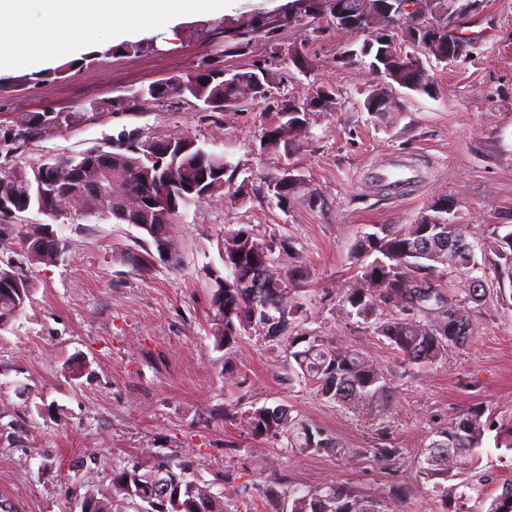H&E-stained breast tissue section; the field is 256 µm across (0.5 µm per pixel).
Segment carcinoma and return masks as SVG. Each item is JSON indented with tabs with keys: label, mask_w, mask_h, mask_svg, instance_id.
I'll use <instances>...</instances> for the list:
<instances>
[{
	"label": "carcinoma",
	"mask_w": 512,
	"mask_h": 512,
	"mask_svg": "<svg viewBox=\"0 0 512 512\" xmlns=\"http://www.w3.org/2000/svg\"><path fill=\"white\" fill-rule=\"evenodd\" d=\"M478 0H293L285 17L291 23L303 16L328 14L332 24H340L345 13L355 21V28L366 30L368 14L386 10L385 18L402 27L415 23L431 26L448 37V29L461 14L473 9ZM278 26L257 23L237 33L231 46L240 50L250 41V34H270ZM385 36L376 41L365 40L359 50L369 66L384 74L387 82L367 91L364 107L368 112L386 109L380 95L395 99L398 86L419 94L432 95L434 86L424 75L426 67L413 53L401 56L385 49ZM282 82L279 74L263 67L241 69L225 74L223 69H206L178 78L174 86L152 85L140 96L162 101L170 96L192 98L203 112H224L265 99ZM305 106L294 99L286 101L276 113V121L265 128L261 142L267 149L286 150L297 140L294 127L304 122ZM70 114L32 112L16 121V128L0 135V150L9 156L22 148L33 135L50 126L68 122ZM153 143L129 144L112 157L106 179L112 187V203L128 196L151 199L164 188L169 178L180 187L158 235L154 224L142 225V238L137 244L119 253V261L133 269L147 271L154 260L149 247L171 251L170 264H180L178 244L170 235L171 224L180 210L196 201L224 190L227 162L224 156L210 153L195 139L173 140L169 158L152 150ZM80 159L45 157L25 166H0V217L13 218L18 213L36 209L53 214L59 188L50 180L55 172ZM268 190L281 203L290 200L294 190L275 176L268 181ZM69 209L90 216L100 214L118 220L103 202L90 193L73 194ZM440 218L448 231L447 240L434 241L426 233V224H403L382 227L380 232L367 233L354 247L356 258L364 260L360 274L343 289L344 312L369 324L374 332L385 337L410 365L421 368L437 364L450 347L467 345L474 335L475 306L487 289L474 279L486 278L485 268L476 264L462 224L448 223V213ZM54 234L49 224H28L22 232L25 246ZM224 268L229 270L240 261L266 272L264 288H249L229 272L215 277L212 296L211 335L219 348L235 344L242 333L254 330L267 340L288 339L284 353L288 359V382L304 383L316 389L339 408L361 417L374 419L390 410L394 392L381 370L356 350L338 345L321 336L291 337L288 332L306 312L301 302V285L310 272L302 266L286 271L279 269L282 255L288 253V239L266 240L246 228L224 233ZM505 260L495 267L498 278L512 280V230L497 236L494 245ZM64 253L63 243L43 250L30 251L34 262L52 265ZM455 268L464 277L462 296L447 298L439 276V267ZM33 283L12 270L0 269V330L25 308ZM392 307L395 314L379 321L382 307ZM239 420L253 438L278 436L288 438V447L330 450L337 441L303 420L291 416L282 406L253 408L241 413ZM490 425L483 421V410L473 408L456 420L433 440L417 475L428 480L446 479L471 468L478 462ZM191 461L171 457L153 464L138 463L112 476L105 488L88 491L80 500V512H226L224 494L192 476ZM499 484L501 492L493 497L486 512H512V480ZM288 512H393L387 502L367 498L356 491L336 485L294 491Z\"/></svg>",
	"instance_id": "cac0c4a2"
}]
</instances>
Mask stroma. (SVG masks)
Wrapping results in <instances>:
<instances>
[{
  "instance_id": "stroma-1",
  "label": "stroma",
  "mask_w": 512,
  "mask_h": 512,
  "mask_svg": "<svg viewBox=\"0 0 512 512\" xmlns=\"http://www.w3.org/2000/svg\"><path fill=\"white\" fill-rule=\"evenodd\" d=\"M290 0H224L221 13L192 17L133 44L101 41L62 75L56 56L41 68L0 76V132L22 114L69 112L67 124L41 131L12 157L27 165L44 155L68 158L115 151L128 138L186 134L230 162L223 191L184 209L172 236L179 267L150 271L122 265L133 246L130 224L69 211L54 220L30 210L0 221V266L26 275L34 289L24 312L0 331V512H75L87 490L108 486L113 470L171 454L192 460L194 475L229 495L228 512H271L268 489L341 484L390 502L394 512H486L477 476L512 478V451L496 445L495 427L512 424V282L498 279L490 246L512 225V0H485L459 20L465 56L429 63L434 96L408 94L402 111H365V92L381 76L347 50L365 35L322 18H303L276 34L278 52L255 36L225 55L227 31L288 12ZM301 54L306 66L294 63ZM268 65L282 83L269 100L239 110L202 112L194 102L144 96L151 85L213 67ZM321 86L337 90V107L307 115L293 151L265 152L261 137L282 100ZM399 157L418 173L396 188L372 177ZM290 166L303 184L279 205L265 184ZM449 218L467 225L488 294L475 334L436 365L402 363L386 338L342 309L341 291L360 270L356 241L378 227L416 223L438 197ZM51 223L66 244L53 265L31 261L23 225ZM288 237L295 264L308 268L307 315L298 333L356 349L390 381L395 402L382 419L354 415L312 387L288 383L283 349L252 332L229 350L210 334L214 278L224 272L228 230ZM232 379H225V372ZM287 406L339 442L324 452L288 448L283 437L252 439L237 412ZM479 406L493 426L476 475L448 478L447 493L418 477L417 461L437 431ZM395 449L390 460L374 446ZM405 492L395 493V484Z\"/></svg>"
}]
</instances>
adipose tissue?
<instances>
[{
    "mask_svg": "<svg viewBox=\"0 0 512 512\" xmlns=\"http://www.w3.org/2000/svg\"><path fill=\"white\" fill-rule=\"evenodd\" d=\"M223 7L224 0H0V18L13 21L0 28V73L38 68L61 52L80 55L103 33L118 43Z\"/></svg>",
    "mask_w": 512,
    "mask_h": 512,
    "instance_id": "1",
    "label": "adipose tissue"
}]
</instances>
